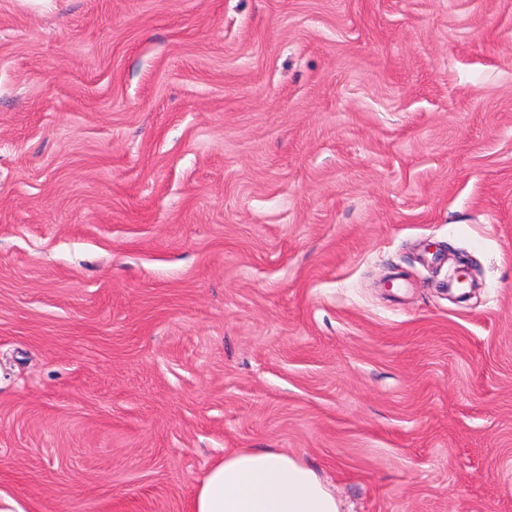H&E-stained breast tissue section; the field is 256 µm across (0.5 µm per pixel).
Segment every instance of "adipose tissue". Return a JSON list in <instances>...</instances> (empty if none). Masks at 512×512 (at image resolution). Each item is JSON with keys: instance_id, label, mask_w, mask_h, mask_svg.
I'll use <instances>...</instances> for the list:
<instances>
[{"instance_id": "1", "label": "adipose tissue", "mask_w": 512, "mask_h": 512, "mask_svg": "<svg viewBox=\"0 0 512 512\" xmlns=\"http://www.w3.org/2000/svg\"><path fill=\"white\" fill-rule=\"evenodd\" d=\"M191 512H341V505L300 459L269 448H239L208 469Z\"/></svg>"}]
</instances>
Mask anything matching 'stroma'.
<instances>
[{"label":"stroma","mask_w":512,"mask_h":512,"mask_svg":"<svg viewBox=\"0 0 512 512\" xmlns=\"http://www.w3.org/2000/svg\"><path fill=\"white\" fill-rule=\"evenodd\" d=\"M512 512V0H0V499ZM191 512L342 511L333 491L297 457L269 448H238L208 469Z\"/></svg>","instance_id":"obj_1"}]
</instances>
